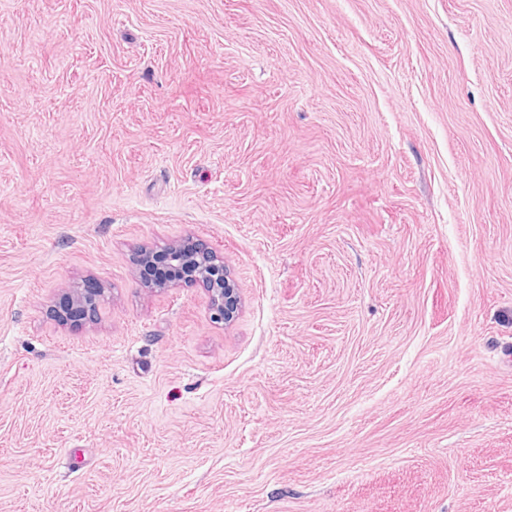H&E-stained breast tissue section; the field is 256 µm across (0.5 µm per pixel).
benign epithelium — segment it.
Instances as JSON below:
<instances>
[{"instance_id":"benign-epithelium-1","label":"benign epithelium","mask_w":512,"mask_h":512,"mask_svg":"<svg viewBox=\"0 0 512 512\" xmlns=\"http://www.w3.org/2000/svg\"><path fill=\"white\" fill-rule=\"evenodd\" d=\"M167 265L171 270L190 267L194 281L201 283L209 294L211 316L216 321L230 322L238 312L241 296L238 284L232 280L224 267V259L217 257L209 248L200 244L193 251H187L179 243L165 250ZM101 289L89 281L81 288L67 293L73 310L83 320L95 318Z\"/></svg>"}]
</instances>
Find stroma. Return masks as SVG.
Listing matches in <instances>:
<instances>
[{
  "instance_id": "1",
  "label": "stroma",
  "mask_w": 512,
  "mask_h": 512,
  "mask_svg": "<svg viewBox=\"0 0 512 512\" xmlns=\"http://www.w3.org/2000/svg\"><path fill=\"white\" fill-rule=\"evenodd\" d=\"M0 512H512V0H0ZM194 251L187 241L169 245L164 251L170 270L190 267L194 271V281L201 283L209 294L211 316L216 321L231 322L238 312L241 296L238 284L232 280L224 267V259L218 258L202 244ZM101 289L94 281H88L83 288L73 289L67 293L66 299L69 300L73 310L80 319L92 320L96 316V310L101 297Z\"/></svg>"
}]
</instances>
